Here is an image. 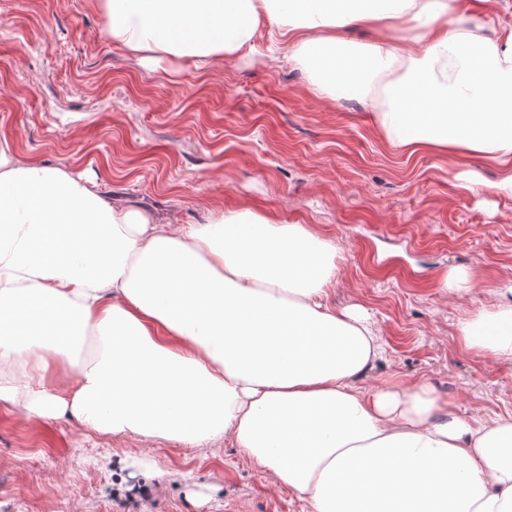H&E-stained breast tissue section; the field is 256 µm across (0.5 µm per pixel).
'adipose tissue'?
<instances>
[{
    "mask_svg": "<svg viewBox=\"0 0 512 512\" xmlns=\"http://www.w3.org/2000/svg\"><path fill=\"white\" fill-rule=\"evenodd\" d=\"M486 0H101L138 59H236L271 23L273 54L331 100L368 101L388 143L478 153L512 193V26ZM376 33L360 46L343 31ZM335 246L244 209L173 226L113 207L91 179L0 144V400L202 448L225 438L310 512H512V415L442 417L428 384L358 380L378 332L327 302ZM86 332L91 354L66 352ZM512 360V301L461 321Z\"/></svg>",
    "mask_w": 512,
    "mask_h": 512,
    "instance_id": "obj_1",
    "label": "adipose tissue"
}]
</instances>
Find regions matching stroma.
<instances>
[{
    "instance_id": "35a3bbf8",
    "label": "stroma",
    "mask_w": 512,
    "mask_h": 512,
    "mask_svg": "<svg viewBox=\"0 0 512 512\" xmlns=\"http://www.w3.org/2000/svg\"><path fill=\"white\" fill-rule=\"evenodd\" d=\"M100 0H0V142L88 175L118 207L173 225L217 209L306 224L337 250L331 306H362L383 352L358 381L428 382L450 412L512 415V360L461 319L512 282V195L496 165L393 148L364 104L318 95L269 32L235 61H141L103 34ZM456 270L473 284L445 285ZM227 440L99 437L0 401V512H307Z\"/></svg>"
}]
</instances>
